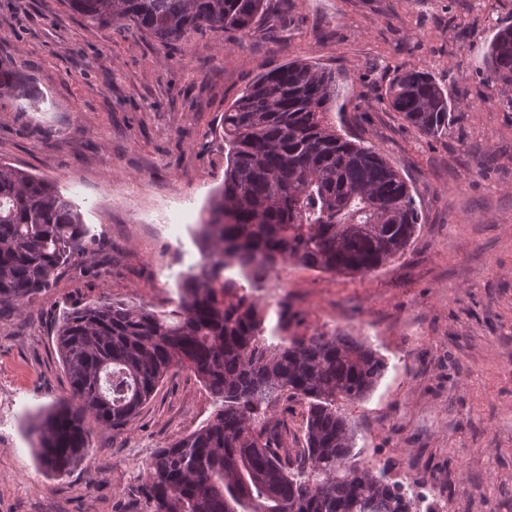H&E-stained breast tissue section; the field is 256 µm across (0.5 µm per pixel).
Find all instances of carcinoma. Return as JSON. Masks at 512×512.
<instances>
[{
	"instance_id": "carcinoma-1",
	"label": "carcinoma",
	"mask_w": 512,
	"mask_h": 512,
	"mask_svg": "<svg viewBox=\"0 0 512 512\" xmlns=\"http://www.w3.org/2000/svg\"><path fill=\"white\" fill-rule=\"evenodd\" d=\"M87 22L130 20L163 47L201 27L251 30L265 0H65ZM485 80L512 86V25L484 50ZM34 89L0 67V100ZM389 107L437 137L454 104L431 74L407 70ZM336 73L292 60L258 77L224 111V185L197 225L200 260L172 309L98 302L55 326L71 400L28 420L46 469L86 458V418L127 423L173 368L192 371L222 401L199 429L162 445L135 477L143 512H417L403 484L356 460L357 433L339 405L374 391L387 365L367 340L271 330L252 289L281 263L366 275L400 259L420 218L410 185L379 150L338 133ZM95 234L54 184L0 162V303L50 288ZM305 405V443L288 447L258 417L281 399Z\"/></svg>"
}]
</instances>
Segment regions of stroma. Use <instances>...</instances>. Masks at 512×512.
Returning <instances> with one entry per match:
<instances>
[{
  "mask_svg": "<svg viewBox=\"0 0 512 512\" xmlns=\"http://www.w3.org/2000/svg\"><path fill=\"white\" fill-rule=\"evenodd\" d=\"M510 24L512 0H268L248 34L203 27L164 48L130 21L93 26L65 0H0V65L38 94L0 104V161L55 183L97 237L51 288L0 304V512H139V465L213 415L194 373L175 369L128 424L92 426L67 475L46 472L25 434L70 397L54 342L63 311L175 299L224 181L222 114L295 59L335 70L337 129L403 173L421 222L406 254L368 275L280 265L283 287L254 292L265 326L367 339L387 369L344 407L361 461L416 479L436 512H512V87L486 83L483 62L484 41ZM409 69L455 104L446 135L388 107ZM173 198L188 209L179 243L131 209Z\"/></svg>",
  "mask_w": 512,
  "mask_h": 512,
  "instance_id": "obj_1",
  "label": "stroma"
}]
</instances>
